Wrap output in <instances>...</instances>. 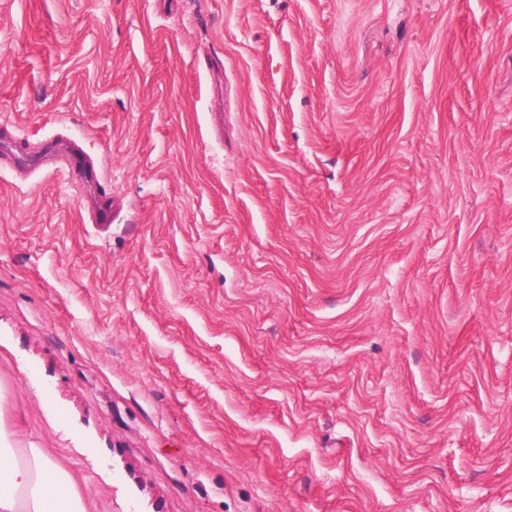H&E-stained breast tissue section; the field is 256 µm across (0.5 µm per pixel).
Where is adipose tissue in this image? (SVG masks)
Returning a JSON list of instances; mask_svg holds the SVG:
<instances>
[{"label":"adipose tissue","instance_id":"1","mask_svg":"<svg viewBox=\"0 0 512 512\" xmlns=\"http://www.w3.org/2000/svg\"><path fill=\"white\" fill-rule=\"evenodd\" d=\"M0 512H86L72 476L45 449L0 435Z\"/></svg>","mask_w":512,"mask_h":512}]
</instances>
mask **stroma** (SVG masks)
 I'll use <instances>...</instances> for the list:
<instances>
[{
    "mask_svg": "<svg viewBox=\"0 0 512 512\" xmlns=\"http://www.w3.org/2000/svg\"><path fill=\"white\" fill-rule=\"evenodd\" d=\"M2 134L100 172L0 157V428L88 512H512V0H0Z\"/></svg>",
    "mask_w": 512,
    "mask_h": 512,
    "instance_id": "35a3bbf8",
    "label": "stroma"
}]
</instances>
